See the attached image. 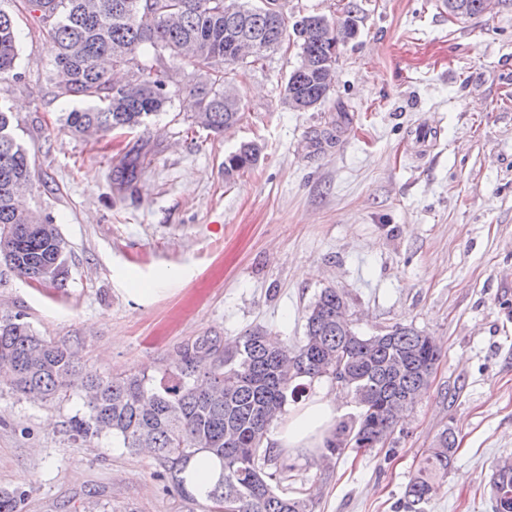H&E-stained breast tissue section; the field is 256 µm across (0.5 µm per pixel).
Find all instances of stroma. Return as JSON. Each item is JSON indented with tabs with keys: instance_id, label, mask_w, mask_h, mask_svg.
Returning <instances> with one entry per match:
<instances>
[{
	"instance_id": "35a3bbf8",
	"label": "stroma",
	"mask_w": 512,
	"mask_h": 512,
	"mask_svg": "<svg viewBox=\"0 0 512 512\" xmlns=\"http://www.w3.org/2000/svg\"><path fill=\"white\" fill-rule=\"evenodd\" d=\"M9 8L20 77L0 82V104L35 172L27 203L57 224L68 275L41 285L0 262V315L80 342L100 372L157 379L202 337L224 344L262 326L297 340L317 294L336 289L360 334L410 325L441 358L390 445L278 457L282 487L312 489L314 512H399L448 427L458 451L427 512H492L493 469L512 461V0L469 19L441 0H288L296 18L353 12L333 89L305 112L284 105L300 58L283 41L237 65L243 117L221 133L190 118L191 66L146 45L139 64L170 77L166 112L83 136L64 126L82 102L58 96L37 20L18 0ZM245 142L259 161L226 179L225 156ZM127 155L144 165L123 189ZM81 407L0 385V488L29 487L24 512H188L151 457L74 439Z\"/></svg>"
}]
</instances>
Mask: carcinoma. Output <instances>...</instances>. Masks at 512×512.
Listing matches in <instances>:
<instances>
[{"label": "carcinoma", "mask_w": 512, "mask_h": 512, "mask_svg": "<svg viewBox=\"0 0 512 512\" xmlns=\"http://www.w3.org/2000/svg\"><path fill=\"white\" fill-rule=\"evenodd\" d=\"M273 8H268V2ZM44 28L53 63L62 75L58 95L78 97L81 109L66 113L74 134L134 128L163 111L170 101L164 76L136 67L145 44L187 59L197 71L190 88L194 123L220 133L243 115L229 67L247 58L257 63L293 32L300 64L285 82L283 103L313 108L333 88L340 46L355 34L352 11L326 22L307 15V26L289 23L282 0H22ZM18 40L15 17L0 8V81L16 79ZM261 148L243 143L224 159V175L254 166ZM140 161L122 164L120 185L131 186ZM34 174L26 149L13 133L12 115L0 105V260L38 284L63 285L67 244L48 216L22 209L18 200L32 191ZM346 296L325 288L311 305L304 336L290 344L255 326L219 350L202 338L184 349L182 364L153 380L137 374L104 376L82 362L78 343H59L36 334L24 314L0 316V369L11 374L12 389L32 402L47 403L73 394L83 411L69 419L75 439L102 436L131 452L149 448L154 476L168 480L190 503L204 500L207 512H313L305 493L290 496L265 472L270 449L263 447L270 426L288 398L305 392L298 383L330 377L352 394L358 414L336 426L323 458L348 448L366 451L394 431L396 404L414 403L430 384L441 356L433 339L412 326L396 324L387 333L361 336L344 319ZM451 429L442 430L404 492L409 512H425L455 454ZM205 452L220 462L215 484L198 493L183 473ZM493 512H504L512 494V464L495 468L490 482ZM25 486L0 489V512H23Z\"/></svg>", "instance_id": "1"}]
</instances>
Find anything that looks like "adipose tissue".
Masks as SVG:
<instances>
[{
	"label": "adipose tissue",
	"instance_id": "1",
	"mask_svg": "<svg viewBox=\"0 0 512 512\" xmlns=\"http://www.w3.org/2000/svg\"><path fill=\"white\" fill-rule=\"evenodd\" d=\"M335 428V400L319 389L309 400L288 406L271 442L276 452L286 454L321 448Z\"/></svg>",
	"mask_w": 512,
	"mask_h": 512
}]
</instances>
